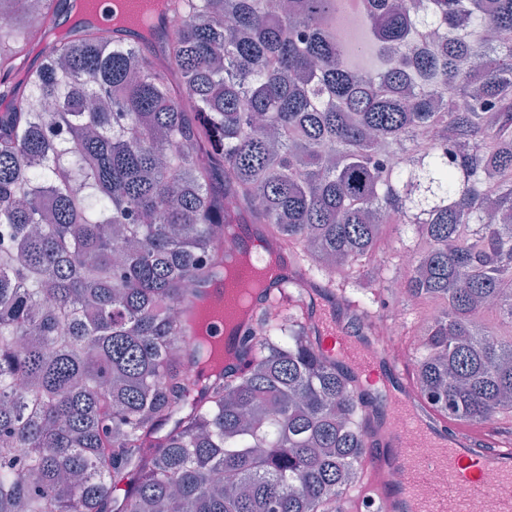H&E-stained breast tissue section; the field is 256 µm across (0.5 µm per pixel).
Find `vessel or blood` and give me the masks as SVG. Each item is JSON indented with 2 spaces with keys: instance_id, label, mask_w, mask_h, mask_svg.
Segmentation results:
<instances>
[{
  "instance_id": "b4317fda",
  "label": "vessel or blood",
  "mask_w": 512,
  "mask_h": 512,
  "mask_svg": "<svg viewBox=\"0 0 512 512\" xmlns=\"http://www.w3.org/2000/svg\"><path fill=\"white\" fill-rule=\"evenodd\" d=\"M210 322L229 350L228 366L243 369L240 338L251 325L237 318V294L224 280L204 283ZM315 344L355 375L384 380L388 404L362 394L368 419L367 466L358 497L344 512H512V446L464 434L436 414L414 388L409 370L390 349L353 342L345 329L313 317ZM398 481H390L391 472Z\"/></svg>"
}]
</instances>
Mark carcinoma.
Instances as JSON below:
<instances>
[{
  "label": "carcinoma",
  "mask_w": 512,
  "mask_h": 512,
  "mask_svg": "<svg viewBox=\"0 0 512 512\" xmlns=\"http://www.w3.org/2000/svg\"><path fill=\"white\" fill-rule=\"evenodd\" d=\"M1 2L0 512H336L357 488L367 417L300 307L262 308L246 373L195 371L185 303L233 224L368 328L381 287L435 302L417 391L512 420L487 320L512 326V0H358L374 70L343 62L345 0H168L175 38L135 45ZM401 252H403L401 245L394 239L387 238L380 243L379 248L375 252V256L377 260L388 262V264L394 269V272H396L397 275H400L404 270V266L401 262V255L402 261L405 265L412 262L411 254H401Z\"/></svg>",
  "instance_id": "obj_1"
}]
</instances>
